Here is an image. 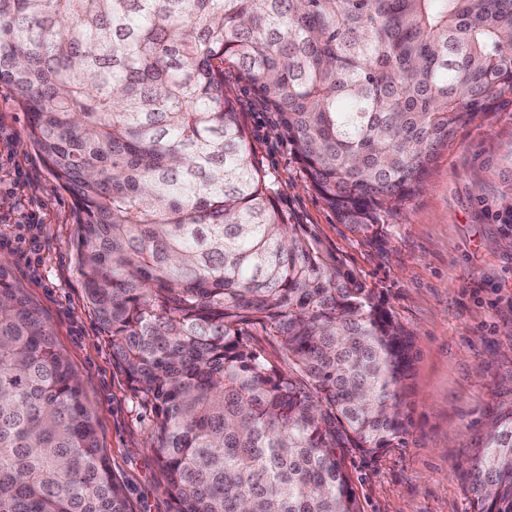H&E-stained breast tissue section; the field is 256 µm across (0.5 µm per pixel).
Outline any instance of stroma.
<instances>
[{
  "label": "stroma",
  "instance_id": "obj_1",
  "mask_svg": "<svg viewBox=\"0 0 512 512\" xmlns=\"http://www.w3.org/2000/svg\"><path fill=\"white\" fill-rule=\"evenodd\" d=\"M224 82L250 132V148L276 178L294 224L380 288L410 334L405 387L410 427L376 459L345 453L361 512H473L458 464L481 447L486 421L512 401V92L460 129L422 187L372 236L339 223L306 186L276 118L236 72ZM27 116L0 86V259L53 328L95 413L98 437L133 512H172L166 476L149 446L153 414L112 363L88 309L76 264L77 215L43 158L25 145Z\"/></svg>",
  "mask_w": 512,
  "mask_h": 512
}]
</instances>
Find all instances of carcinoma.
Returning a JSON list of instances; mask_svg holds the SVG:
<instances>
[{
	"label": "carcinoma",
	"instance_id": "cac0c4a2",
	"mask_svg": "<svg viewBox=\"0 0 512 512\" xmlns=\"http://www.w3.org/2000/svg\"><path fill=\"white\" fill-rule=\"evenodd\" d=\"M226 64L368 233L512 92V0H0V84L75 202L87 305L151 407L173 512H360L344 450L408 432L411 336L288 222ZM463 476L474 512H512V403ZM0 512H130L65 352L1 281Z\"/></svg>",
	"mask_w": 512,
	"mask_h": 512
}]
</instances>
